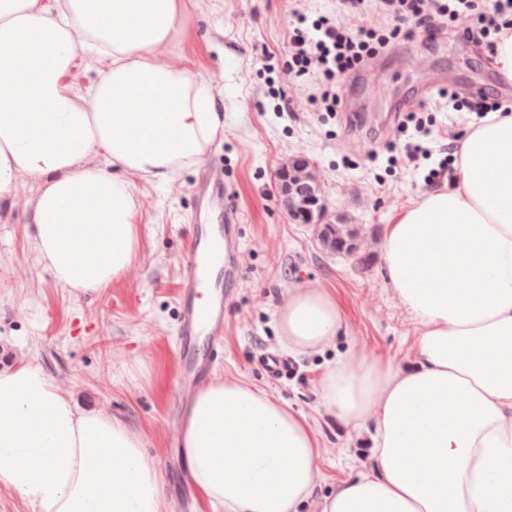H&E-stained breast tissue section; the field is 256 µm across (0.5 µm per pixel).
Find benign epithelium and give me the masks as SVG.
<instances>
[{
  "label": "benign epithelium",
  "mask_w": 512,
  "mask_h": 512,
  "mask_svg": "<svg viewBox=\"0 0 512 512\" xmlns=\"http://www.w3.org/2000/svg\"><path fill=\"white\" fill-rule=\"evenodd\" d=\"M310 162L296 158L278 172L279 190L290 217L302 224H319L324 219L326 202L316 180L301 181L294 177L293 169L306 168Z\"/></svg>",
  "instance_id": "benign-epithelium-1"
}]
</instances>
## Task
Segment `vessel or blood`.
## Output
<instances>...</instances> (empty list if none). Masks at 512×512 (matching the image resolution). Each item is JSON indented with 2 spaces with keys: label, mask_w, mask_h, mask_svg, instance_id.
Here are the masks:
<instances>
[{
  "label": "vessel or blood",
  "mask_w": 512,
  "mask_h": 512,
  "mask_svg": "<svg viewBox=\"0 0 512 512\" xmlns=\"http://www.w3.org/2000/svg\"><path fill=\"white\" fill-rule=\"evenodd\" d=\"M196 192L199 198L223 201L229 194L223 170L204 171ZM236 235L237 227L233 224L224 225L219 231L207 224H195L189 232L180 294L181 386L186 391L201 381L207 369L206 362L197 355L198 338H205L214 349L224 334V303L217 298L221 285L213 270L220 266L225 271H235L234 258L225 253L224 242Z\"/></svg>",
  "instance_id": "1"
}]
</instances>
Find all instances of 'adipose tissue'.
<instances>
[{
    "instance_id": "1",
    "label": "adipose tissue",
    "mask_w": 512,
    "mask_h": 512,
    "mask_svg": "<svg viewBox=\"0 0 512 512\" xmlns=\"http://www.w3.org/2000/svg\"><path fill=\"white\" fill-rule=\"evenodd\" d=\"M181 0H0V212L15 182L41 183L29 230L53 281L94 296L130 269L139 207L130 181L170 182L200 163L221 123L207 84L159 62L184 34ZM105 66L69 82L78 50ZM102 151L106 166L86 158ZM453 182L397 210L383 271L413 319L404 369L351 351L322 377L323 405L372 439L374 467L320 512H512V114L482 120L454 153ZM289 349L344 330L326 288L278 309ZM200 512H297L321 481L309 421L244 376L218 375L178 431ZM38 512H165L143 437L25 358L0 373V490Z\"/></svg>"
}]
</instances>
